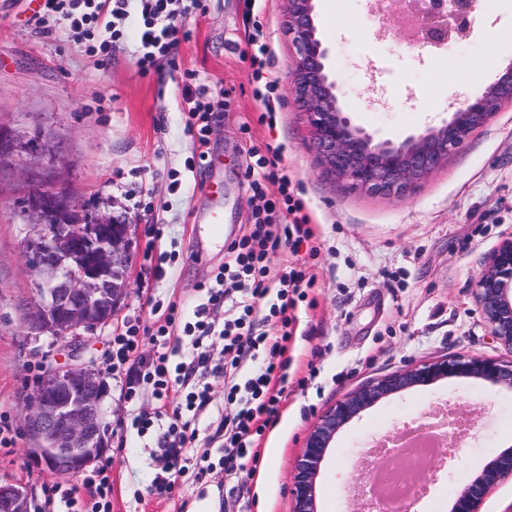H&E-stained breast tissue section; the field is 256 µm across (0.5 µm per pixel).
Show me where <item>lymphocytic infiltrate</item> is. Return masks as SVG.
Here are the masks:
<instances>
[{"label": "lymphocytic infiltrate", "instance_id": "1", "mask_svg": "<svg viewBox=\"0 0 512 512\" xmlns=\"http://www.w3.org/2000/svg\"><path fill=\"white\" fill-rule=\"evenodd\" d=\"M130 0H45L39 19L61 16L72 32L83 39L86 52L111 50L123 31L119 25ZM143 32L137 57L142 72L159 69L175 56L177 40L174 22L183 15L177 0H138ZM110 37L97 41L98 28ZM282 155L270 149L258 156L255 173L248 187L264 203L257 212L251 233L234 243L233 257L209 282L201 284V302L194 319L177 326L175 315H167L163 324L141 336L139 328L129 327L113 337L112 373L125 376L124 396L136 401L144 386H151L159 411L147 413L132 409L131 423L138 431H155V445L163 465L156 473L152 492L171 498L188 480L191 459L198 434L191 414L207 409L215 392L206 378L208 369L216 373L242 374L243 381L231 385L227 397L236 405L230 415H219L212 440L217 443L226 472H233L238 460L258 459L253 449L256 438L273 426L279 417L282 396L288 385V361L284 354L294 335L296 317L293 309L302 287L314 280L305 267L292 266L275 272L271 257L282 248L298 249L312 237L310 218L303 200L297 197L292 181L282 166ZM233 289H225V282ZM234 311V318L217 324L220 309ZM276 320L280 332L274 336L254 334L259 312ZM221 336L224 346L213 353L210 340ZM190 337L193 355L190 361H176L183 337ZM155 351L144 355V344ZM112 468L99 466L82 481L62 491L59 500L49 501L53 512H112Z\"/></svg>", "mask_w": 512, "mask_h": 512}]
</instances>
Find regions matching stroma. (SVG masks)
I'll return each mask as SVG.
<instances>
[{
    "mask_svg": "<svg viewBox=\"0 0 512 512\" xmlns=\"http://www.w3.org/2000/svg\"><path fill=\"white\" fill-rule=\"evenodd\" d=\"M206 12L177 22L175 67L141 74L134 52L142 21L130 7L123 39L109 56H89L64 22L45 28L28 0H0V124L41 131L54 146L56 171L78 203V220L107 216L129 224L125 298L107 324L85 332L77 349L28 335L25 308L35 281L24 264L35 228L18 200L28 184L0 164V418L11 442L0 446V479L29 485L44 508L58 479L27 458L22 418L32 386L52 366L104 370L112 337L149 326L176 304L193 318L199 283L230 261L232 240L249 235L260 199L247 180L256 156L280 147L314 236L299 254L283 249L273 267L305 258L316 280L294 310L288 346V396L260 441L256 471L229 475L215 466L186 492L191 512H291L290 475L320 413L358 387L409 365L458 355L512 357L482 321L473 284L488 255L512 237V103L404 199L358 193L323 175L309 150L310 127L288 93L294 50L284 31L286 0H204ZM315 23L359 126L395 141L440 124L452 108L512 64V0H478L467 37L438 48L414 43L401 18L373 0H315ZM501 25V38L484 36ZM270 53L262 72L250 39ZM194 71L208 99L223 101L205 146L186 127L183 72ZM217 159L208 178L222 184L232 235L214 237L196 214L212 199L186 160L197 148ZM106 401L112 512H177L156 499L154 437L124 427L132 407L152 410L150 391L128 402L108 376ZM468 420L450 432L452 458L407 512H448L456 492L512 445V390L468 377L414 387L375 403L337 433L321 468L320 512H356L369 499V462L380 440L447 411Z\"/></svg>",
    "mask_w": 512,
    "mask_h": 512,
    "instance_id": "1",
    "label": "stroma"
}]
</instances>
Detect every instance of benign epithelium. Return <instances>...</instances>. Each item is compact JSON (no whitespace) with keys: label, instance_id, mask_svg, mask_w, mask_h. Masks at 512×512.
<instances>
[{"label":"benign epithelium","instance_id":"obj_1","mask_svg":"<svg viewBox=\"0 0 512 512\" xmlns=\"http://www.w3.org/2000/svg\"><path fill=\"white\" fill-rule=\"evenodd\" d=\"M285 29L296 64L289 93L312 131L311 147L325 173L352 190L403 198L429 177L470 135L512 102V68L472 95L438 126L394 142L355 125L332 74L330 48L318 37L314 0H287ZM406 4L422 21L424 43L441 46L463 38L476 0H391L389 12ZM45 155L44 147L20 140L0 125V162L25 165ZM55 160L24 169L28 190L21 207L36 234L25 243V266L35 277V294L25 312L28 332L76 344L77 330L108 321L127 294L129 225L108 217L74 219L77 201L53 179ZM474 295L489 336L512 350V238L488 257ZM470 377L512 389V359L453 356L411 366L373 380L326 408L303 439L290 476L293 512H318L317 479L336 433L377 401L416 386ZM108 385L84 364L55 367L36 384L23 419L31 462L58 475H73L105 459L110 442L103 404ZM512 478V448L489 460L457 493L450 512H481L489 492ZM30 489L0 481V512H31Z\"/></svg>","mask_w":512,"mask_h":512}]
</instances>
